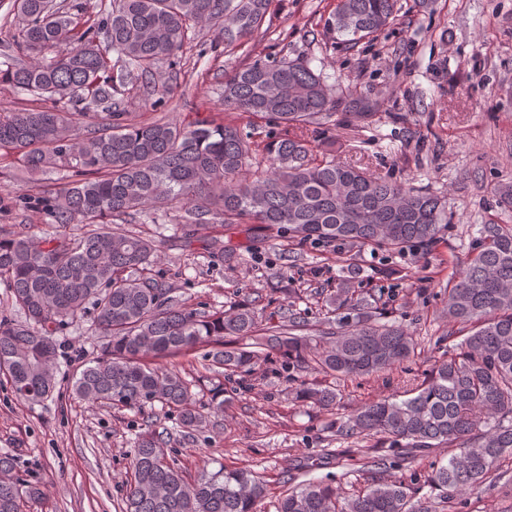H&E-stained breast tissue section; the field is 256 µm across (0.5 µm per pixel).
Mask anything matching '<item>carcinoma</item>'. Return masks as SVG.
<instances>
[{"label":"carcinoma","mask_w":512,"mask_h":512,"mask_svg":"<svg viewBox=\"0 0 512 512\" xmlns=\"http://www.w3.org/2000/svg\"><path fill=\"white\" fill-rule=\"evenodd\" d=\"M272 0H100L88 12L79 0H13L21 27L0 51V85L39 100L46 109L0 112V160L29 176L64 169L56 196L23 195L52 222L82 224L77 233L49 238L0 237V283L25 320L0 315V375L30 404L56 393L54 336L93 312L94 331L108 338L101 356L81 365L69 393L91 405L155 404L177 412L182 433L208 425L205 406L224 405V383L202 387L157 360L204 351L216 376L243 380L257 367L317 369L355 377L398 365L416 343L395 320L377 311L373 295L357 296L343 279L322 295L327 312L343 311L336 328L307 334L306 313L292 312L265 326L249 301L227 311L200 313L146 275L158 258L150 238L126 219L173 205L184 230L211 223L257 224L266 235L314 241L354 274L341 246L394 253L436 243L448 223L443 197L370 175L339 161L336 144L311 146L304 129L339 108L361 118L374 104L315 72L308 60H251L224 80V105L295 128L290 138L264 141L207 115L132 122L127 90L138 85L153 106L168 84L161 64L174 69L183 48L208 25L224 47L242 46L262 28ZM400 0H336L324 26L331 43L350 49L393 23ZM62 48L55 57L32 55ZM448 322L471 326L452 353L436 361L411 397L366 402L328 428L343 439L380 436L416 456L448 449L431 477L444 492L478 488L502 459L512 457V228L485 224L467 260L448 279ZM320 409L336 404L329 387L296 389ZM171 436L147 424L135 441L125 512H256L267 484L252 471L223 469L188 481L170 464ZM37 483L16 476L15 458L0 454V512H22L21 500L43 499ZM277 512H433L411 503L397 483L373 482L352 497L308 481L278 499Z\"/></svg>","instance_id":"obj_1"}]
</instances>
